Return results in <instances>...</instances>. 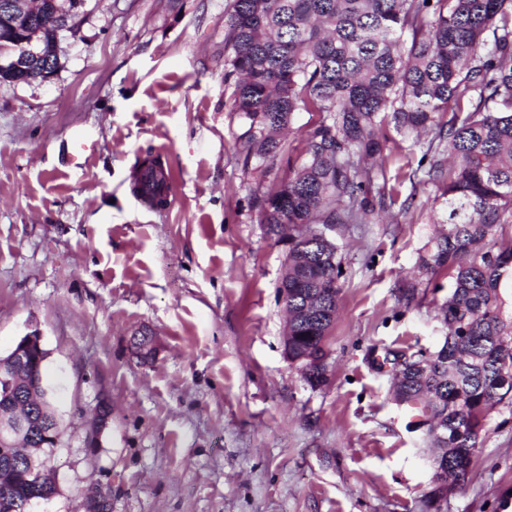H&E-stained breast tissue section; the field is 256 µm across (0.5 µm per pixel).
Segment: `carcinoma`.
<instances>
[{
  "label": "carcinoma",
  "mask_w": 512,
  "mask_h": 512,
  "mask_svg": "<svg viewBox=\"0 0 512 512\" xmlns=\"http://www.w3.org/2000/svg\"><path fill=\"white\" fill-rule=\"evenodd\" d=\"M226 26L244 162L274 164L294 113L318 116L305 158L256 197L261 223L288 238L279 286L288 290V360L309 353L303 378L314 388L326 381L321 343L341 291L338 246L325 230L384 207L364 162H384L387 130L416 144L431 134L418 167L438 188L447 229L418 263L448 274L446 334L433 354L394 352L391 362L404 359L395 396L417 425H442L432 443L450 484L428 498L446 496L467 481L487 411L512 405V317L500 293L512 282V237L503 235L512 224V0H232ZM145 169L151 183L137 173L133 191L153 203L169 178L156 162ZM32 480L23 465L0 466V499Z\"/></svg>",
  "instance_id": "obj_1"
}]
</instances>
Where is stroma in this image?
I'll use <instances>...</instances> for the list:
<instances>
[{
  "mask_svg": "<svg viewBox=\"0 0 512 512\" xmlns=\"http://www.w3.org/2000/svg\"><path fill=\"white\" fill-rule=\"evenodd\" d=\"M229 0H87L48 82H0V356L31 329L49 352L59 486L32 512H512V407L486 417L467 482L441 504L431 445L392 397L389 351L435 350L448 277L416 262L441 235L411 141L386 151L385 210L336 224L341 293L311 387L285 353L287 241L255 198L288 177L316 120L295 113L283 156L245 166L225 66ZM170 204L136 199L144 160ZM417 282L414 299L404 286ZM157 354L140 361L137 331ZM100 448L83 446L99 399ZM143 169H147L151 171L152 181L149 184L142 182L140 177V173ZM169 173H167V177L165 174V169L156 162H151L141 168L134 176L133 180V191L136 195H140L142 191L148 194V198H150V202L154 205L156 199L160 197L164 193H168L169 190Z\"/></svg>",
  "mask_w": 512,
  "mask_h": 512,
  "instance_id": "obj_1",
  "label": "stroma"
}]
</instances>
